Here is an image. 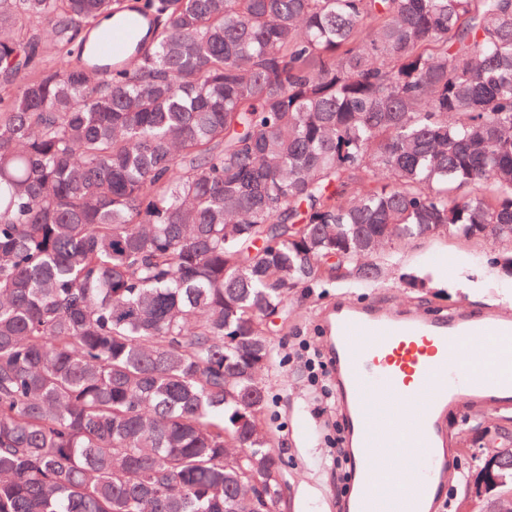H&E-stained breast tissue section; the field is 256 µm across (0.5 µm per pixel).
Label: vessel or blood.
<instances>
[{"label":"vessel or blood","mask_w":512,"mask_h":512,"mask_svg":"<svg viewBox=\"0 0 512 512\" xmlns=\"http://www.w3.org/2000/svg\"><path fill=\"white\" fill-rule=\"evenodd\" d=\"M125 28L104 31L108 59ZM353 490L342 512H434L448 479L443 416L466 399L512 402V313L448 317L341 306L327 318Z\"/></svg>","instance_id":"1"}]
</instances>
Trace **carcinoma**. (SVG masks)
Returning a JSON list of instances; mask_svg holds the SVG:
<instances>
[{
    "label": "carcinoma",
    "instance_id": "obj_1",
    "mask_svg": "<svg viewBox=\"0 0 512 512\" xmlns=\"http://www.w3.org/2000/svg\"><path fill=\"white\" fill-rule=\"evenodd\" d=\"M439 224L512 246V0H0V512L242 509L288 292ZM127 44L125 26L104 31L98 39V53L104 59L119 55Z\"/></svg>",
    "mask_w": 512,
    "mask_h": 512
}]
</instances>
